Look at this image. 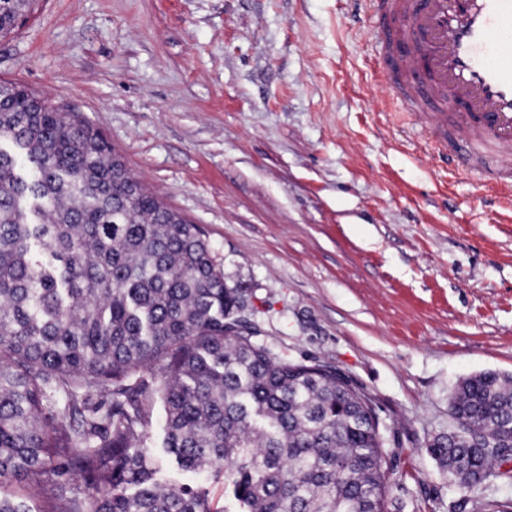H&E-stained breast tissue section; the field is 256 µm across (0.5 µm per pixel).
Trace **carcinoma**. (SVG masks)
I'll list each match as a JSON object with an SVG mask.
<instances>
[{"label": "carcinoma", "mask_w": 512, "mask_h": 512, "mask_svg": "<svg viewBox=\"0 0 512 512\" xmlns=\"http://www.w3.org/2000/svg\"><path fill=\"white\" fill-rule=\"evenodd\" d=\"M39 0H0V37ZM0 489L29 476L95 489L48 512H388L372 398L336 369L275 357L203 229L134 179L73 112L0 83ZM137 190L128 204L127 192ZM162 403L178 468L224 479L235 508L157 479ZM429 454L451 512H509L512 376L460 381ZM0 512H36L0 493Z\"/></svg>", "instance_id": "cac0c4a2"}]
</instances>
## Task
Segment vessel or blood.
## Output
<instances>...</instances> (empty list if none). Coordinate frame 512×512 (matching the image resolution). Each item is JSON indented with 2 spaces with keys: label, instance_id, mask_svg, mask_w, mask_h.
I'll use <instances>...</instances> for the list:
<instances>
[{
  "label": "vessel or blood",
  "instance_id": "1",
  "mask_svg": "<svg viewBox=\"0 0 512 512\" xmlns=\"http://www.w3.org/2000/svg\"><path fill=\"white\" fill-rule=\"evenodd\" d=\"M379 70L435 154L512 197V0H370Z\"/></svg>",
  "mask_w": 512,
  "mask_h": 512
}]
</instances>
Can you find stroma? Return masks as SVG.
<instances>
[{
    "label": "stroma",
    "instance_id": "35a3bbf8",
    "mask_svg": "<svg viewBox=\"0 0 512 512\" xmlns=\"http://www.w3.org/2000/svg\"><path fill=\"white\" fill-rule=\"evenodd\" d=\"M355 0H40L0 82L46 94L200 225L274 355L368 393L390 500L448 512L427 451L457 383L512 375V205L427 154L385 107ZM32 507L93 494L30 478Z\"/></svg>",
    "mask_w": 512,
    "mask_h": 512
}]
</instances>
